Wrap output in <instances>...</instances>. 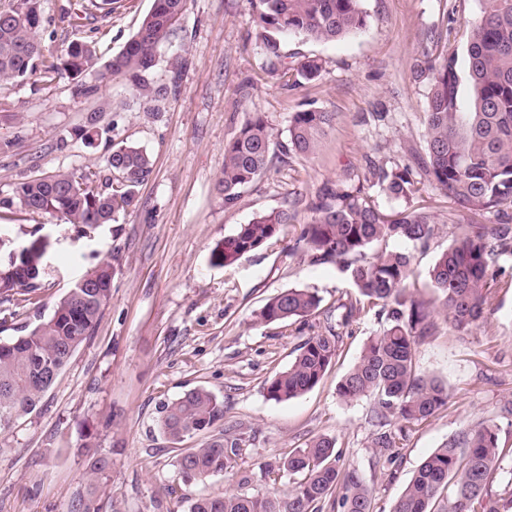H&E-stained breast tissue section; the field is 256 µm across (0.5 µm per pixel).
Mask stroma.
<instances>
[{
    "label": "stroma",
    "mask_w": 512,
    "mask_h": 512,
    "mask_svg": "<svg viewBox=\"0 0 512 512\" xmlns=\"http://www.w3.org/2000/svg\"><path fill=\"white\" fill-rule=\"evenodd\" d=\"M88 0H41L50 23L44 50L61 52L69 42L95 43L101 60L122 50L137 31L152 0H116L110 16L72 27L59 20L61 7ZM366 28L328 42L290 36L285 53L318 58L319 80L294 84L277 71L252 34V0H189L187 10L157 53L153 76L167 83L176 56L186 59L182 88L163 112L149 117L119 77L100 82L97 70L79 81L47 84L39 75L0 81V196L27 177L88 173L110 177L113 147L134 144L152 159L136 188L137 206L118 223L94 232L64 223L55 214L31 215L21 208L0 212V235L13 249L31 241L33 230L50 240L43 288L36 303H0V339L22 335L25 326L49 316L75 281L101 262L114 269L112 293L92 334L73 354L56 384L36 409L0 431V512H79L88 462L79 447L93 435L112 466L97 475L99 512H189L195 498L236 487L240 472L251 491L271 483L259 466L280 460L311 438H334L346 466L372 489L375 512H389L393 499L435 448L483 421L499 427L508 455L494 490L512 480V289L489 300L487 318L469 332L440 323L416 354L420 372L448 386V404L413 424L403 442L392 480L376 465L377 428L369 398L347 404L336 384L359 357L367 338L381 327L375 313L352 323L339 354L320 383L304 395L270 400L266 382L285 369L304 337L323 334L324 312L346 302V273L312 265L288 245L305 207L327 181L363 185L375 204L390 213L405 204L440 215L439 235L411 248L412 282L427 290L429 271L452 240V226L472 221L439 191L422 187L411 202L395 199L374 184L370 164L418 169L424 149L427 85L411 77V66L430 37L440 51L464 58L479 0H363ZM98 85L96 95L77 94L76 83ZM251 86L240 98V83ZM332 113L314 154L282 156L292 112ZM98 113V137L84 146L74 133ZM263 113L277 136L268 170L225 206L215 189L224 168V143L251 113ZM297 200L293 223L277 243L229 266L211 261L216 243L256 215ZM289 288L315 290L321 314L302 327L258 324L253 313ZM202 387L224 402L214 432H243V452L234 470L183 482L177 461L209 435L174 443L159 431L158 409L186 391Z\"/></svg>",
    "instance_id": "35a3bbf8"
}]
</instances>
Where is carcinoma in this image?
Here are the masks:
<instances>
[{
	"instance_id": "obj_1",
	"label": "carcinoma",
	"mask_w": 512,
	"mask_h": 512,
	"mask_svg": "<svg viewBox=\"0 0 512 512\" xmlns=\"http://www.w3.org/2000/svg\"><path fill=\"white\" fill-rule=\"evenodd\" d=\"M362 0H255L252 24L265 55L284 64L294 83L312 82L322 64L305 57L286 61L281 37L302 36L332 42L366 26ZM188 0H152L137 32L123 49L105 62L101 79L124 77L137 96L160 111V103L180 93L181 71L169 82L156 85L152 70L157 51L187 10ZM44 19L40 0H13L0 10V81L25 79L35 73L51 83L65 75L78 77L98 64L94 46L73 41L56 56L45 57L39 33ZM473 91L470 112L458 111V60L427 48L411 68L416 79L428 80L424 104L425 158L422 172L427 184L474 215L491 214L492 224H459L453 239L429 272L430 288L439 305L417 296L412 287L409 253L376 248L399 241L425 245L438 233L434 215L412 205L392 214L381 211L360 186L340 181L327 184L309 204L311 220L299 225L291 251L308 257L313 265L334 264L347 273L355 294L340 305L337 316L326 312L329 334L306 337L288 367L266 385L269 399L278 402L300 397L317 386L335 360L343 333L369 307L378 309L385 324L369 337L350 370L337 382L336 395L345 403L364 397L375 401L374 417L380 428L374 439L379 449L381 474L394 477L401 459V441L414 423L434 415L448 404V387L433 376L417 372V347L433 335V314L443 315L456 332H467L486 318L487 299L501 287L489 272L493 251L512 253V0H480L465 60ZM331 114L302 109L292 113L284 152L311 154ZM97 116L90 114L77 129L83 144H95ZM274 134L265 117L255 112L224 143V171L217 181L224 205L235 204L267 168ZM108 166L119 174L124 188L97 183L91 174L75 179L66 174L18 182L10 195L0 198V210L18 205L32 214L56 213L67 224L96 229L119 221L135 205V187L151 168L146 152L134 145L112 149ZM371 174L383 192L406 201L419 191L409 167L390 171L375 167ZM293 221L288 208L259 214L218 242L213 263L227 266L242 256L279 240L284 225ZM47 243L31 241L17 253L13 264L0 267V301H30L41 288L40 275ZM88 283L77 281L62 295L47 318L23 336L0 339V430L30 413L56 382L75 350L90 336L109 300L113 268L103 262L86 272ZM321 298L307 288H289L270 298L255 321L285 327L318 312ZM224 418V402L197 388L163 404L158 425L177 442L184 436L210 430ZM242 437L228 433L178 460L186 482L203 480L232 470L241 455ZM89 451L90 479L109 469L111 460ZM499 427L481 422L448 439L428 455L395 498L390 512H512V484L502 493L492 490L501 469ZM266 478L292 477L279 492L249 491V477L222 495L195 499L190 512H374L370 488L356 470L344 466L336 441L314 437L296 448L277 466L263 465Z\"/></svg>"
}]
</instances>
